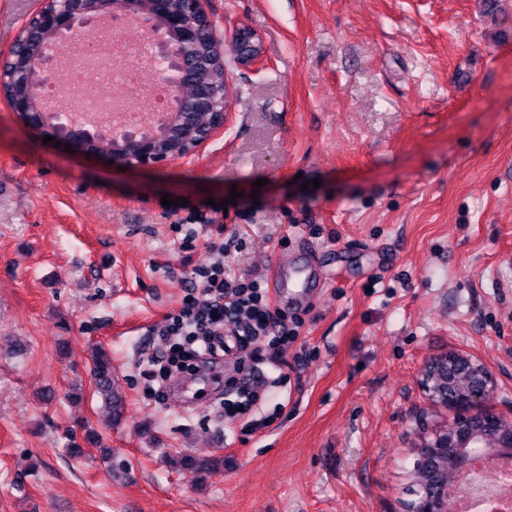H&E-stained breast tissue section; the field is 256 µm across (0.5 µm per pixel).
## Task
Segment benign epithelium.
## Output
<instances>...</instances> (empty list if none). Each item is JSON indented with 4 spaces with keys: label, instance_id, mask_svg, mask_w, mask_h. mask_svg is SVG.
<instances>
[{
    "label": "benign epithelium",
    "instance_id": "obj_1",
    "mask_svg": "<svg viewBox=\"0 0 512 512\" xmlns=\"http://www.w3.org/2000/svg\"><path fill=\"white\" fill-rule=\"evenodd\" d=\"M141 16L153 33L151 50L168 67L160 73L170 99L158 110L156 135H139L127 129L110 135L112 122H79L68 110L47 109L48 98L40 96L53 77L54 57L44 52L49 45H62L76 37L83 26L98 17L114 21ZM208 31L219 55H224V39L208 10V0H184L178 11L169 0H38L37 7L23 22L16 38L26 35L35 46L34 58L12 62L10 91H5L0 60V101L22 123L77 153L101 155L117 167L160 169L199 153L217 133L224 130L229 116V85L217 89L204 126L185 122L174 101L185 64L198 61L202 31ZM252 51L234 54L235 63L253 66L261 57L260 37L243 31ZM421 386L428 399L454 412L451 423L432 432L412 450L413 471L419 492L406 512H448V475L471 472L486 457H512V422L491 407L497 383L480 360L457 351H446L425 360Z\"/></svg>",
    "mask_w": 512,
    "mask_h": 512
}]
</instances>
